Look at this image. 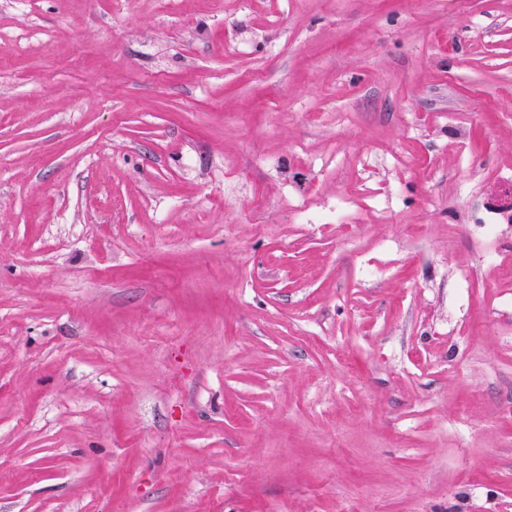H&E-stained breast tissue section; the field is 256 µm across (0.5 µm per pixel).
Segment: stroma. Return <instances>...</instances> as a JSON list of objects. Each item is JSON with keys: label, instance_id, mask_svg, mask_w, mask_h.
<instances>
[{"label": "stroma", "instance_id": "obj_1", "mask_svg": "<svg viewBox=\"0 0 512 512\" xmlns=\"http://www.w3.org/2000/svg\"><path fill=\"white\" fill-rule=\"evenodd\" d=\"M512 0H0V512H512Z\"/></svg>", "mask_w": 512, "mask_h": 512}]
</instances>
